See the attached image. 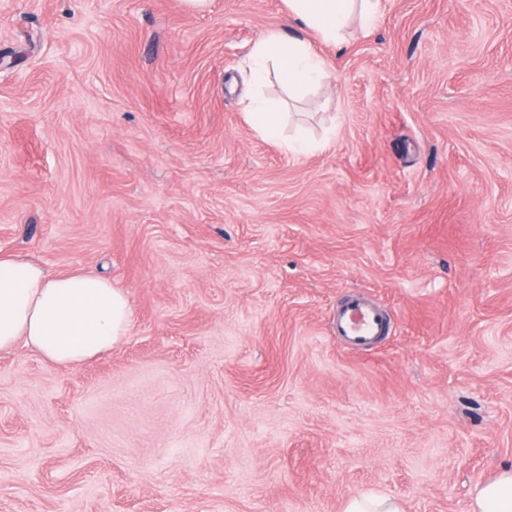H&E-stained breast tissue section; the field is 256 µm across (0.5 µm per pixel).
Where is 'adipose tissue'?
Here are the masks:
<instances>
[{
	"label": "adipose tissue",
	"instance_id": "1",
	"mask_svg": "<svg viewBox=\"0 0 512 512\" xmlns=\"http://www.w3.org/2000/svg\"><path fill=\"white\" fill-rule=\"evenodd\" d=\"M381 0H285L288 14L321 40L339 42L351 17L363 29L377 22ZM252 80L269 70L294 92L329 75V65L302 39L270 31L252 49ZM133 311L126 292L103 277L74 272L53 275L34 262L0 258V351L24 344L63 366L88 361L129 333ZM471 512H512V467L478 489Z\"/></svg>",
	"mask_w": 512,
	"mask_h": 512
}]
</instances>
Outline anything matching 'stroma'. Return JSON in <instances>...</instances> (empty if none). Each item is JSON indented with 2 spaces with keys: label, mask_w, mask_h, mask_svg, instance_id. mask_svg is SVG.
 <instances>
[{
  "label": "stroma",
  "mask_w": 512,
  "mask_h": 512,
  "mask_svg": "<svg viewBox=\"0 0 512 512\" xmlns=\"http://www.w3.org/2000/svg\"><path fill=\"white\" fill-rule=\"evenodd\" d=\"M384 2L313 39L327 82L259 87L273 142L283 0H0V255L133 308L91 362L0 353V512H470L512 466V0ZM249 118L252 125L268 139L280 134L278 113L263 100L249 96ZM354 303L337 316L336 335L344 337L353 347L363 348L381 336L384 325L375 309ZM397 500L374 496H355L346 501L342 512H402Z\"/></svg>",
  "instance_id": "stroma-1"
}]
</instances>
